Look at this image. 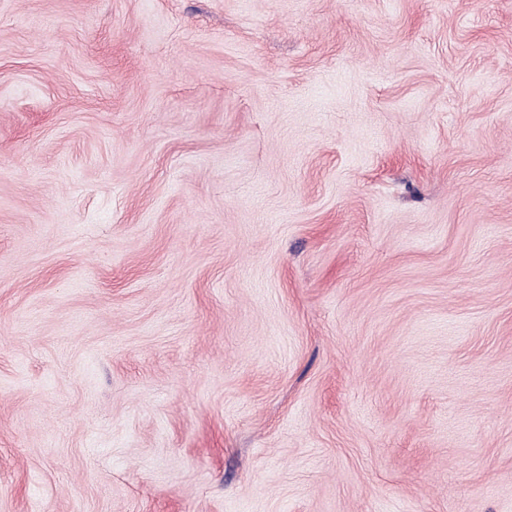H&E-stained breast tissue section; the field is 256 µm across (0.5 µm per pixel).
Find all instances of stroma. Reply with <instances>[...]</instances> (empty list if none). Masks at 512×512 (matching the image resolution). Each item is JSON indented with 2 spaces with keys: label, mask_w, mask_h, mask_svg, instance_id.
I'll return each instance as SVG.
<instances>
[{
  "label": "stroma",
  "mask_w": 512,
  "mask_h": 512,
  "mask_svg": "<svg viewBox=\"0 0 512 512\" xmlns=\"http://www.w3.org/2000/svg\"><path fill=\"white\" fill-rule=\"evenodd\" d=\"M0 512H512V0H0Z\"/></svg>",
  "instance_id": "1"
}]
</instances>
